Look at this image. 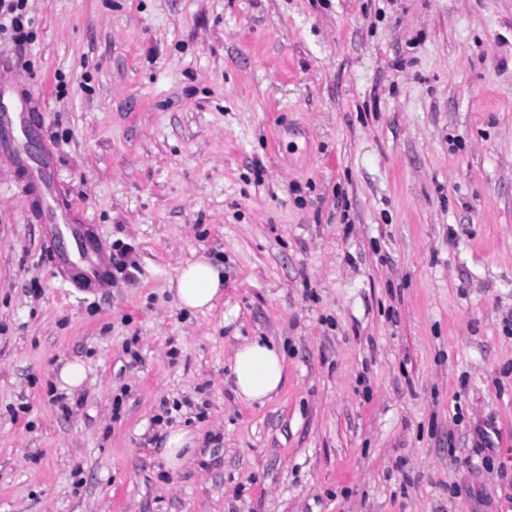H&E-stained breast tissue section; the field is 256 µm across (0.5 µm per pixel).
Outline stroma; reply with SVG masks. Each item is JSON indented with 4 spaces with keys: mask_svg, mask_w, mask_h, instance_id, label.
I'll use <instances>...</instances> for the list:
<instances>
[{
    "mask_svg": "<svg viewBox=\"0 0 512 512\" xmlns=\"http://www.w3.org/2000/svg\"><path fill=\"white\" fill-rule=\"evenodd\" d=\"M25 12L0 53L125 267L77 288L0 155V512H512V0ZM258 336L286 373L248 405ZM176 290L181 308L189 312L209 311L224 293V278L208 259L199 258L180 272ZM233 373L236 393L246 403H264L277 392L285 375V356L273 340L256 338L237 348ZM193 439V435L187 430L170 431L160 454L167 468L179 469L192 458L196 448Z\"/></svg>",
    "mask_w": 512,
    "mask_h": 512,
    "instance_id": "1",
    "label": "stroma"
}]
</instances>
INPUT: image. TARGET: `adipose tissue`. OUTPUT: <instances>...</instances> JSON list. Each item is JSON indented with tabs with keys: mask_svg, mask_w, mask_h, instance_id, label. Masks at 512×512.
I'll return each instance as SVG.
<instances>
[{
	"mask_svg": "<svg viewBox=\"0 0 512 512\" xmlns=\"http://www.w3.org/2000/svg\"><path fill=\"white\" fill-rule=\"evenodd\" d=\"M223 292V276L205 258L188 264L176 281L179 303L192 313L211 310ZM233 373L238 398L261 403L280 387L285 375V356L274 341L257 338L237 348Z\"/></svg>",
	"mask_w": 512,
	"mask_h": 512,
	"instance_id": "1",
	"label": "adipose tissue"
}]
</instances>
